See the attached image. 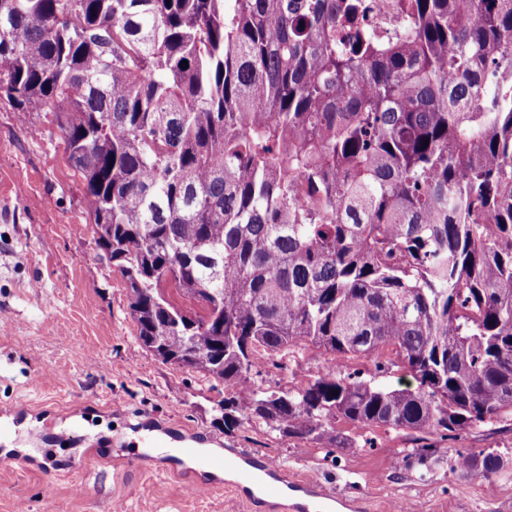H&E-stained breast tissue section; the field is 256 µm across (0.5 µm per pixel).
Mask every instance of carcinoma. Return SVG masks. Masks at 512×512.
Listing matches in <instances>:
<instances>
[{"label": "carcinoma", "mask_w": 512, "mask_h": 512, "mask_svg": "<svg viewBox=\"0 0 512 512\" xmlns=\"http://www.w3.org/2000/svg\"><path fill=\"white\" fill-rule=\"evenodd\" d=\"M394 9L0 0V97L55 117L138 340L230 390L228 432L342 420L425 460L427 435L512 420V0ZM309 346L306 387L251 385L255 353ZM386 349L415 389L336 371Z\"/></svg>", "instance_id": "obj_1"}]
</instances>
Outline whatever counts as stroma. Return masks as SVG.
I'll return each mask as SVG.
<instances>
[{
    "mask_svg": "<svg viewBox=\"0 0 512 512\" xmlns=\"http://www.w3.org/2000/svg\"><path fill=\"white\" fill-rule=\"evenodd\" d=\"M327 365L309 347L286 369L259 356L254 388H299ZM222 384L163 363L143 348L126 286L99 257L80 183L58 128L42 112L0 102V422L16 427L0 444V512H269L238 488L208 480L177 454L134 461V427L167 426L224 448L270 456L289 473L332 488L361 512H512V427L480 425L437 445L438 461L412 457L410 433L349 429L354 447L321 445L259 425L225 432L212 407ZM373 439L366 447L365 439ZM497 450L508 476L451 473L456 452Z\"/></svg>",
    "mask_w": 512,
    "mask_h": 512,
    "instance_id": "stroma-1",
    "label": "stroma"
}]
</instances>
